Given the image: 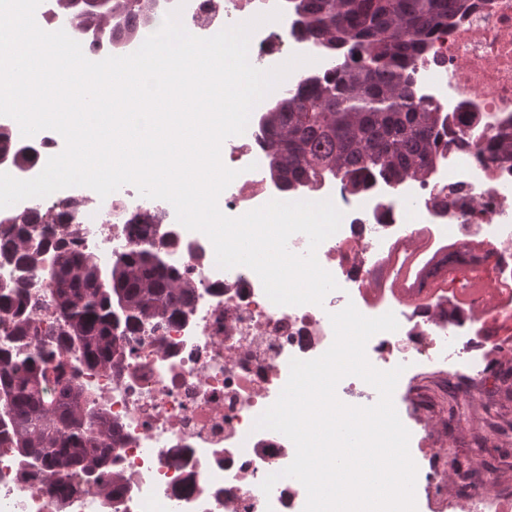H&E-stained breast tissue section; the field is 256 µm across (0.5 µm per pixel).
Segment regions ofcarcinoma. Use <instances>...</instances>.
I'll list each match as a JSON object with an SVG mask.
<instances>
[{
    "label": "carcinoma",
    "instance_id": "1",
    "mask_svg": "<svg viewBox=\"0 0 512 512\" xmlns=\"http://www.w3.org/2000/svg\"><path fill=\"white\" fill-rule=\"evenodd\" d=\"M84 2L74 34L110 37L113 15L125 14L131 26L140 0ZM463 7V0H300L301 31L338 55L332 73L308 76L258 118L280 190L304 191L322 176L354 192L377 178L427 180L449 115L415 98L411 74L433 32ZM2 154L15 166L35 156L0 127ZM40 220L30 211L0 216V225L17 227L16 237L0 239V263L17 274L0 285V312L15 313L12 335L38 334L32 315H22L36 280L49 289L66 344L0 358V448L65 487L78 468L96 479L112 464L118 433L64 355L89 366L121 363L119 340L130 326L165 318L192 289L170 268L163 244L173 238L158 227L105 265L92 253L50 246Z\"/></svg>",
    "mask_w": 512,
    "mask_h": 512
}]
</instances>
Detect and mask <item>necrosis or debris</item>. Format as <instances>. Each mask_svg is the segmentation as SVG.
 Instances as JSON below:
<instances>
[{
  "label": "necrosis or debris",
  "instance_id": "obj_1",
  "mask_svg": "<svg viewBox=\"0 0 512 512\" xmlns=\"http://www.w3.org/2000/svg\"><path fill=\"white\" fill-rule=\"evenodd\" d=\"M176 9L188 32L211 36L280 10L279 20L252 35L255 67L269 69L295 54L312 61L295 68L257 111L333 67L322 44L296 35L294 0H156V18L140 22L134 35L117 32L109 44L85 37L82 49L131 54ZM412 87L416 98L450 115L442 159L427 181H378L352 194L340 181L322 179L304 194L332 200L343 213L340 229L317 250L338 283L322 304H274L254 271L218 268L205 234L185 229L169 202L140 196L133 186L72 212L74 247L99 255L127 251L152 225L173 228L171 264L194 292L176 314L128 332L120 369L98 367L84 377L121 436L112 453L121 482L105 491L78 469L63 490L0 449V512H296L299 481L284 480L268 494L260 487L293 461L295 447L254 422L277 400L291 359H313L331 346L329 316L350 302L368 317L395 314L398 330L366 349L385 365L410 364L418 381L482 372L486 348L512 349V161L493 157L496 139L512 134V0H466L435 31ZM268 150L253 128L225 140L222 161L239 175L219 197L223 213L237 217L280 198ZM139 216L145 224H136ZM475 247L483 250L479 270L448 265L415 293L397 279L401 269L413 272L430 258L445 261ZM488 282L497 287L490 300ZM31 294L38 335L12 337L11 319L0 313V348L9 353L46 342L57 324L44 289Z\"/></svg>",
  "mask_w": 512,
  "mask_h": 512
}]
</instances>
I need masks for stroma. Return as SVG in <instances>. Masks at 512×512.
I'll return each mask as SVG.
<instances>
[{
	"label": "stroma",
	"mask_w": 512,
	"mask_h": 512,
	"mask_svg": "<svg viewBox=\"0 0 512 512\" xmlns=\"http://www.w3.org/2000/svg\"><path fill=\"white\" fill-rule=\"evenodd\" d=\"M491 373L448 388L425 382L433 399L423 429H439L437 444L448 452L449 470L482 472L498 484H512V397L504 376L512 353L493 355Z\"/></svg>",
	"instance_id": "obj_1"
}]
</instances>
